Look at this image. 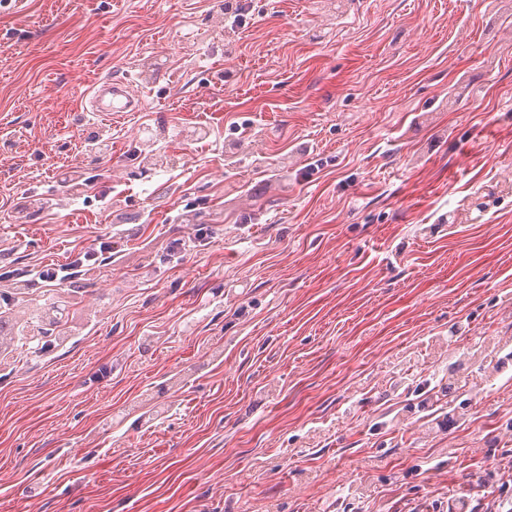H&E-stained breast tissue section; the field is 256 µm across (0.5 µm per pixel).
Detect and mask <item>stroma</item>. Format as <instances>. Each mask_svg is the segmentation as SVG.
Returning <instances> with one entry per match:
<instances>
[{
	"instance_id": "obj_1",
	"label": "stroma",
	"mask_w": 512,
	"mask_h": 512,
	"mask_svg": "<svg viewBox=\"0 0 512 512\" xmlns=\"http://www.w3.org/2000/svg\"><path fill=\"white\" fill-rule=\"evenodd\" d=\"M224 19L222 0L0 6V273L110 230L123 253L68 295L66 347L0 366V512H491L512 366H470L488 388L465 421L443 385L459 346L512 339V193L458 220L512 182V17L254 0L201 40ZM108 77L139 111L83 118Z\"/></svg>"
}]
</instances>
